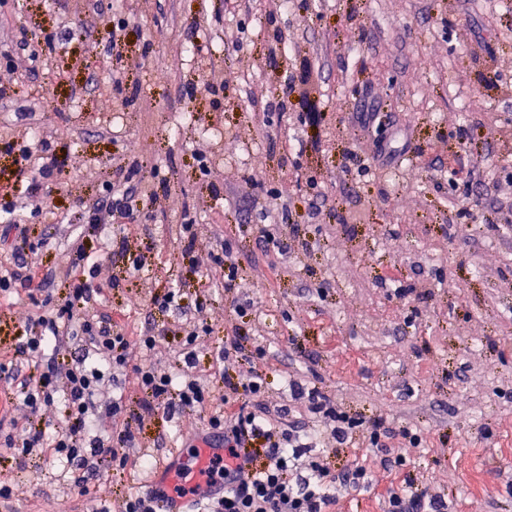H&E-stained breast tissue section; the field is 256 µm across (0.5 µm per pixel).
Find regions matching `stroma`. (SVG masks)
Here are the masks:
<instances>
[{
	"instance_id": "stroma-1",
	"label": "stroma",
	"mask_w": 512,
	"mask_h": 512,
	"mask_svg": "<svg viewBox=\"0 0 512 512\" xmlns=\"http://www.w3.org/2000/svg\"><path fill=\"white\" fill-rule=\"evenodd\" d=\"M0 16V132L44 130L62 166L24 217L46 285L0 292V363L23 364L29 320L64 305L83 275L67 239L134 160L132 190L158 189L160 205L103 236L150 263L136 271L108 250L104 291L79 314H121L177 373L182 318L153 299L178 290L198 331L192 376L209 395L203 409L144 415L125 471L83 490L82 470L46 449H6L24 419L56 428L64 408L30 414L0 373V512H56L62 500L92 512L102 499L121 512L150 490L143 462L194 444L221 408L214 358L232 333L245 338L236 372L263 378L268 405L302 425L333 475L374 452L359 436L333 442L290 381L392 429L402 464L374 463L368 484L337 490L332 512H386L407 478L447 512H512V223L499 221L512 208V0H289L278 14L265 0H140L129 16L116 0H0ZM115 18L121 58L107 71ZM230 30L247 53L225 48ZM20 32L23 50L10 44ZM116 77L139 98L114 92ZM472 95L481 109L467 108ZM267 231L286 253L265 246ZM225 244L241 281L231 292L209 280V253Z\"/></svg>"
}]
</instances>
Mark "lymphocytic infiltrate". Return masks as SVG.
I'll list each match as a JSON object with an SVG mask.
<instances>
[{
    "instance_id": "lymphocytic-infiltrate-1",
    "label": "lymphocytic infiltrate",
    "mask_w": 512,
    "mask_h": 512,
    "mask_svg": "<svg viewBox=\"0 0 512 512\" xmlns=\"http://www.w3.org/2000/svg\"><path fill=\"white\" fill-rule=\"evenodd\" d=\"M9 151L16 156L18 176L26 183V194L0 201V214L7 223H15L18 213L27 206L28 195L36 193L58 165L51 155L42 133L9 142ZM128 177L113 181L105 198L95 202L96 211L107 215L110 223L132 224L137 215L130 203ZM101 289L92 278L74 282L70 300L56 316L38 317L25 342L18 346L27 362L39 368V375L23 374L12 368L24 406L38 410L53 401L56 393L65 396V420L52 446L67 461L78 462L88 475L107 474L119 458V451L133 447L132 416L118 401L98 403L94 395L106 373L126 368L132 353L127 336L108 321L81 322L73 326V304L89 302ZM75 339L81 344V356L67 361L42 360V350L50 339ZM137 385L145 395L147 410H163L172 414L205 405L206 396L199 383L191 380L174 387L170 374L158 364L138 367ZM295 394L306 395L313 412L327 419L330 434L337 443H345L357 427L349 415L331 403L317 389L294 385ZM110 423L116 433L114 442L98 436L100 421ZM211 429L221 432L224 441V462L217 472L224 480L222 498L207 503V512H327L335 503V480L323 460H307L298 468L303 443L292 428H282L266 411H245L233 403H225L224 412L211 416Z\"/></svg>"
}]
</instances>
